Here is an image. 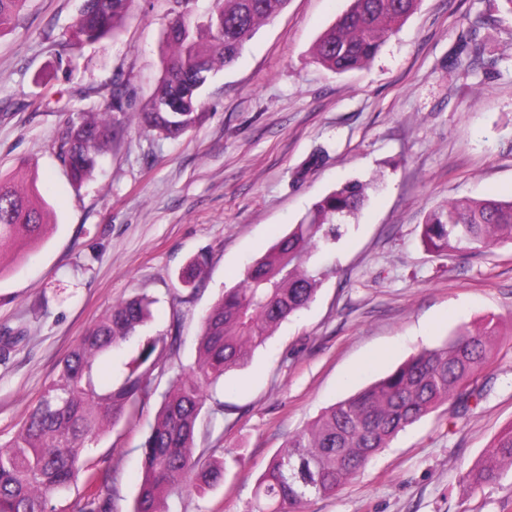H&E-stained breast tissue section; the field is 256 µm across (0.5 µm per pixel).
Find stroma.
Wrapping results in <instances>:
<instances>
[{
    "label": "stroma",
    "instance_id": "obj_1",
    "mask_svg": "<svg viewBox=\"0 0 512 512\" xmlns=\"http://www.w3.org/2000/svg\"><path fill=\"white\" fill-rule=\"evenodd\" d=\"M82 5L28 0L0 35V176L36 177L52 208L30 256H0V331L24 334L0 361V446L122 299L153 298L149 333L179 325L180 361L192 365L203 316L245 266L359 179L371 184L364 208L310 259L328 269L315 301L207 390L193 455L222 462L223 482L204 493L183 483L168 512H247L289 436L419 349L490 320L499 334L478 376L483 399L426 415L304 512H512V472L476 491L461 482L512 423V244L463 258L421 239L448 201L512 199V13L501 0H420L369 65L342 74L313 47L347 0H289L205 86L202 119L176 140L134 118L166 62L169 0H133L117 33L93 43L72 33ZM469 28L493 58L459 53ZM118 79L134 90L132 117L116 121L101 168L72 183L58 137ZM200 255L205 278L184 285ZM159 403L152 396L82 450L108 474L113 512H133Z\"/></svg>",
    "mask_w": 512,
    "mask_h": 512
}]
</instances>
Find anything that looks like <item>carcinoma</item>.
<instances>
[{
    "label": "carcinoma",
    "mask_w": 512,
    "mask_h": 512,
    "mask_svg": "<svg viewBox=\"0 0 512 512\" xmlns=\"http://www.w3.org/2000/svg\"><path fill=\"white\" fill-rule=\"evenodd\" d=\"M133 0H84L74 33L96 42L123 24ZM164 39L169 50L158 88L140 122L178 139L202 118L200 91L219 69L231 65L245 42L281 13L288 0H212L207 20L173 0ZM419 0H350L348 8L317 39L314 59L341 74L369 64ZM27 0H0V33L11 28ZM460 49L481 58L486 48L476 32L460 35ZM124 90L80 112L58 139L59 157L73 180L90 178L112 138V115L123 111ZM367 186L351 180L316 201L262 257L246 267L238 287L224 292L204 315L194 365L170 381L142 449L143 477L133 512H167V497L189 480L196 488L223 477L217 461L193 458L205 389L245 367L286 320L309 307L323 272L310 266L320 244L336 241L340 226L367 200ZM49 205L35 182L0 178V249L22 252L45 236ZM422 239L438 255H470L512 243V200L461 198L431 211ZM154 300L124 299L99 320L63 359L57 379L29 411L11 442L0 448V512H111V489L88 472L85 442L129 418L167 375L180 347L174 331L148 335ZM495 327L459 329L441 345L424 348L393 372L325 409L288 439L258 478L249 512H300L313 497L335 494L399 432L448 402L468 406L482 397L477 374L487 364ZM138 343L118 375L103 384L98 361L124 342ZM512 471V425L493 439L484 458L463 477L473 489L497 484ZM84 478L86 494L63 509L50 506L59 491Z\"/></svg>",
    "instance_id": "obj_1"
}]
</instances>
